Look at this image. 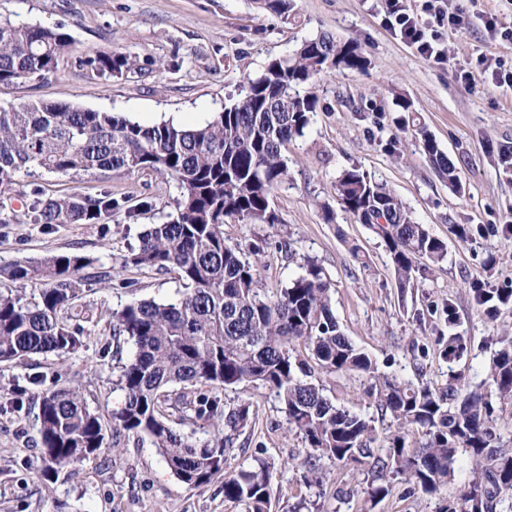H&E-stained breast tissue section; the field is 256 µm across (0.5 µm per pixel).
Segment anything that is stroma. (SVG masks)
Segmentation results:
<instances>
[{
  "label": "stroma",
  "mask_w": 512,
  "mask_h": 512,
  "mask_svg": "<svg viewBox=\"0 0 512 512\" xmlns=\"http://www.w3.org/2000/svg\"><path fill=\"white\" fill-rule=\"evenodd\" d=\"M288 16L260 10L254 0H0V17L17 25L59 27L73 44L56 72L0 84V105L54 101L136 121L176 117L198 122L238 99L247 78L274 58L288 56L320 33L357 42L366 70H336L308 92L317 109L305 135L288 143V180L270 197L277 224H224L229 242L260 245L255 255L263 289L283 287L316 259L330 278L341 331L374 360L378 372L445 386L459 377L486 378L501 337L512 336V303L487 314L474 284L512 289V0H455L467 18L442 42L452 65L435 63L403 42L385 22L386 0H293ZM496 31H488L487 20ZM127 53L135 67L99 77L81 65L92 53ZM417 123L454 163L459 189L449 187L406 128ZM357 167L388 184L414 221L442 240L448 255L411 287L399 288L390 256L368 225L336 200L342 171ZM28 188L47 197L72 191L111 192L121 203L106 224H0V265L77 252L91 258L76 305L87 316L83 347L63 357L33 355L0 363V512H243L226 499V474L257 458L275 461L270 512H438L439 495L390 479L391 493L370 504L367 473L322 461V485L307 484L299 462L304 443L290 430L278 400L252 384L227 389L231 405L249 400L252 417L208 484L187 488L149 441L124 436L118 447L72 464L64 478L40 476L42 440L37 419L44 393L80 389L104 431L124 394L118 385L126 354L115 351L112 312L125 305L176 298L175 271L140 269L125 261L149 225L171 220L180 188L164 171L124 174L89 170L51 174L32 169ZM334 212L323 218V206ZM469 229L460 239L457 226ZM289 249H282V242ZM359 246L363 263L349 252ZM112 274L101 283L98 274ZM460 337L461 357L444 359L449 337ZM336 404L366 414L385 429L365 394V375L323 380Z\"/></svg>",
  "instance_id": "35a3bbf8"
}]
</instances>
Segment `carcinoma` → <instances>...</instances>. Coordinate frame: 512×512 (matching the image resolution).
<instances>
[{
  "mask_svg": "<svg viewBox=\"0 0 512 512\" xmlns=\"http://www.w3.org/2000/svg\"><path fill=\"white\" fill-rule=\"evenodd\" d=\"M277 15L291 0H256ZM71 36L61 28L0 21V83L57 70L70 52ZM81 63L100 77L121 75L136 65L128 54L96 53ZM368 59L360 45L320 34L293 54L268 62L249 79L244 94L212 120L189 127L171 122L142 124L110 112L52 102L0 106V186H14L33 167L49 173L71 171H165L179 184L177 216L143 231L126 262L157 271L175 269L185 291L168 302L129 304L112 313L116 350L120 338L132 346L119 385L122 407L113 414V433L146 437L173 475L190 489L210 482L224 466L233 436L246 427L251 404L230 406L213 391L256 384L272 391L288 424L301 435L308 455L301 462L307 483H319L322 459L340 466L365 467L373 482L368 499L391 492L388 474L401 476L426 494L448 486L458 454H468L473 477L448 495L439 512H484L512 500V448L500 442L491 395L458 379L438 391L375 371L372 359L340 330L334 316L332 283L312 257L302 272L268 294L260 288L257 264L246 258L258 245L230 244L224 221L279 224L270 196L287 178L282 149L305 135L317 101L305 86L336 69L363 70ZM422 148L440 177L458 184L454 163L428 136ZM25 219L31 224H106L121 209L112 193H69L42 198L36 187ZM343 208L362 224L386 207L372 224L389 253L399 286L444 260L445 244L413 221L403 202L383 182L359 168L336 181ZM23 219V220H25ZM0 205V224H21ZM91 264L78 253H56L37 261L0 266V278L34 285L30 294L0 292V362L33 354L71 355L83 346L85 329L76 311L82 278ZM366 374V395L390 417L386 431L360 412L345 409L324 394L325 376ZM487 381L502 404L512 405V342L504 343L487 369ZM180 387L178 397L171 389ZM181 420H204L210 442L198 445L168 424L167 410ZM38 420L41 471L57 477L71 464L90 461L105 449L100 418L82 392L61 388L42 396ZM422 433L416 449L408 433ZM275 464L257 459L224 478V497L245 512H269Z\"/></svg>",
  "mask_w": 512,
  "mask_h": 512,
  "instance_id": "1",
  "label": "carcinoma"
}]
</instances>
